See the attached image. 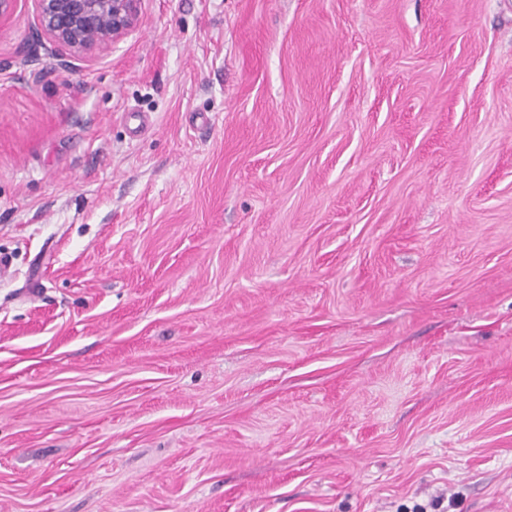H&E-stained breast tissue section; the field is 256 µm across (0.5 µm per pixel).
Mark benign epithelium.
Instances as JSON below:
<instances>
[{
	"mask_svg": "<svg viewBox=\"0 0 512 512\" xmlns=\"http://www.w3.org/2000/svg\"><path fill=\"white\" fill-rule=\"evenodd\" d=\"M40 31L74 58L104 50L135 28L140 0H35Z\"/></svg>",
	"mask_w": 512,
	"mask_h": 512,
	"instance_id": "7a95c632",
	"label": "benign epithelium"
}]
</instances>
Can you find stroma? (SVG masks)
<instances>
[{
	"instance_id": "35a3bbf8",
	"label": "stroma",
	"mask_w": 512,
	"mask_h": 512,
	"mask_svg": "<svg viewBox=\"0 0 512 512\" xmlns=\"http://www.w3.org/2000/svg\"><path fill=\"white\" fill-rule=\"evenodd\" d=\"M0 253V512H512V0H16ZM141 0H35L40 31L74 58L104 50L135 28Z\"/></svg>"
}]
</instances>
